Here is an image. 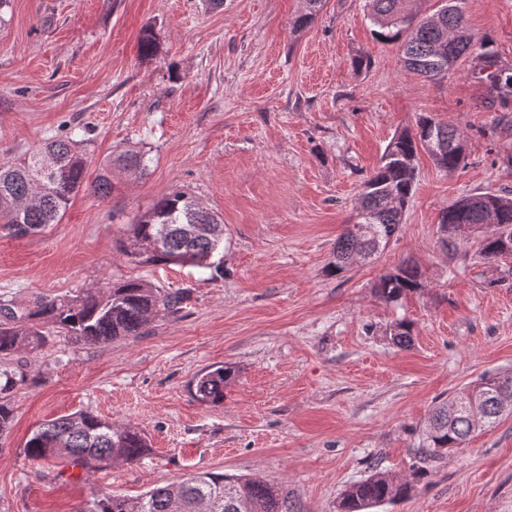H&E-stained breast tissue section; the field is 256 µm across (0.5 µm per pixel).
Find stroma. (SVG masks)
<instances>
[{"mask_svg": "<svg viewBox=\"0 0 512 512\" xmlns=\"http://www.w3.org/2000/svg\"><path fill=\"white\" fill-rule=\"evenodd\" d=\"M364 0H326L293 30L303 0H10L0 26V163L53 136L84 138L88 177L114 151H147L141 179L113 169L107 199L78 191L61 223L0 228V297L71 294L116 279L180 288L182 310L142 336L88 346L51 337L27 354L28 383L0 435V512H73L92 490L135 497L189 473L280 483L291 512H336L343 491L381 469L406 475L438 400L512 369V256L473 240L441 246L439 215L468 194L512 193V134L462 57L432 82L404 71ZM476 40L512 66V0H465ZM159 43L139 55L144 30ZM370 59L357 69L358 54ZM458 126L465 165L417 159L413 196L384 254L336 274V240L364 180L419 113ZM178 186L224 218L220 275L135 266L127 224ZM415 264L423 289L382 301L380 276ZM413 324L409 348L386 329ZM230 366L219 405L198 375ZM88 411L141 429L149 454L92 476L48 469L24 444L48 419ZM372 512H512V417L435 463L403 501Z\"/></svg>", "mask_w": 512, "mask_h": 512, "instance_id": "stroma-1", "label": "stroma"}]
</instances>
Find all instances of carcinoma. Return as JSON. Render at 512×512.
<instances>
[{"mask_svg": "<svg viewBox=\"0 0 512 512\" xmlns=\"http://www.w3.org/2000/svg\"><path fill=\"white\" fill-rule=\"evenodd\" d=\"M411 0H365V16L378 27V35L400 43L401 67L427 81H440L461 57L474 55L476 70L491 94L490 105L503 113V128L512 129V67L500 63L485 44H477L465 23L464 0H447L435 14L418 16ZM306 12L294 28L313 22L325 0H305ZM140 52L151 58L158 52L153 31L140 38ZM464 135L451 124L421 113L412 131L395 135L386 146L378 167L362 184L355 224L369 230L356 235L346 226L336 240L333 271L344 273L358 264L377 259L402 224L405 208L416 182V161L425 151L443 171L456 169L465 160ZM80 142L70 134L50 138L19 163H0V227L12 236L40 233L65 215L72 196L87 188L106 199L112 192V167L140 179L147 175L151 159L141 149L128 148L85 183L87 168ZM193 224H206L210 233L195 236ZM442 243L455 241L458 228L476 234L475 253L483 260L512 255V195L484 193L462 196L440 214ZM118 246L127 261L138 266L191 265L223 273L224 220L186 191L174 187L128 225ZM386 303H397L424 288L419 269L403 262L382 274L375 285ZM185 299L180 289L160 288L144 280H116L76 294L40 296L26 304L0 298V357L33 352L58 333L89 345L139 336L161 315H174ZM389 339L399 348L413 340L412 324L396 319L389 325ZM235 370L221 366L201 373L194 397L204 403L224 402V388ZM19 366L0 368V434L13 421L11 394L25 385ZM476 395L478 413L461 411L448 418V406L465 392ZM512 401V371H494L436 403L422 431L420 446L409 475L397 478L377 470L344 491L336 512H365L373 507L410 497L433 464L450 451L462 448L474 435L511 411L502 404ZM149 452L144 433L91 412H77L39 424L24 445L25 456L43 463L64 460L88 475L115 462L135 463ZM75 512H290L288 494L275 484L225 473L187 474L178 481L128 498L98 489Z\"/></svg>", "mask_w": 512, "mask_h": 512, "instance_id": "carcinoma-1", "label": "carcinoma"}]
</instances>
